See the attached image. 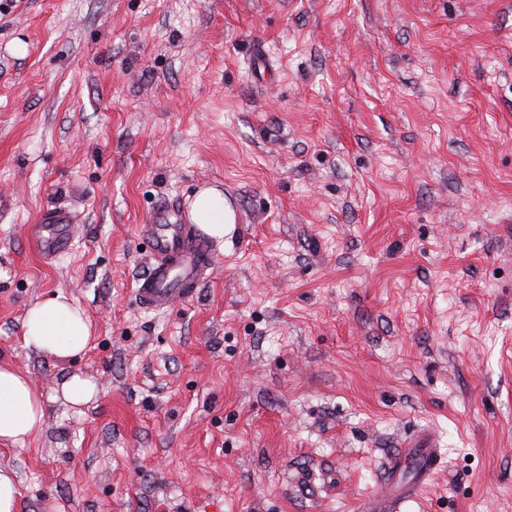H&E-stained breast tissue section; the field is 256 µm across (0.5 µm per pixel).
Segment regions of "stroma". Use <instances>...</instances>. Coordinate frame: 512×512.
Segmentation results:
<instances>
[{
  "instance_id": "obj_1",
  "label": "stroma",
  "mask_w": 512,
  "mask_h": 512,
  "mask_svg": "<svg viewBox=\"0 0 512 512\" xmlns=\"http://www.w3.org/2000/svg\"><path fill=\"white\" fill-rule=\"evenodd\" d=\"M206 186L213 275L142 308ZM59 292L66 361L21 337ZM0 366L99 390L0 447L19 512H357L422 429L403 512H512V0H0ZM190 224L178 202L162 203L148 215L138 233L149 245V268L139 279L137 295L143 307L164 311L192 298L211 274L214 251L194 230L197 224L206 235L219 240L236 223V214L214 186L203 187L191 204ZM46 224H41L36 238L38 251L44 256H53L65 249L69 243L72 217L66 212H59L49 217ZM21 329L24 347L59 361L85 352L91 339L86 311L63 293L32 304Z\"/></svg>"
}]
</instances>
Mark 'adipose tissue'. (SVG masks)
Segmentation results:
<instances>
[{"label":"adipose tissue","mask_w":512,"mask_h":512,"mask_svg":"<svg viewBox=\"0 0 512 512\" xmlns=\"http://www.w3.org/2000/svg\"><path fill=\"white\" fill-rule=\"evenodd\" d=\"M191 216L206 235L223 239L235 224L234 209L220 188L208 186L198 191L191 204ZM24 347L63 361L85 352L91 339V322L85 310L64 294L35 302L25 312L21 324ZM98 395L92 378L71 376L51 398L73 407L89 405ZM19 369L0 367V446L15 448L37 436L43 429L46 400Z\"/></svg>","instance_id":"adipose-tissue-1"}]
</instances>
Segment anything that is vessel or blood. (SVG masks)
<instances>
[{"mask_svg":"<svg viewBox=\"0 0 512 512\" xmlns=\"http://www.w3.org/2000/svg\"><path fill=\"white\" fill-rule=\"evenodd\" d=\"M72 218L59 212L41 225L36 246L45 256L65 249ZM138 233L149 245V268L138 282L137 295L143 307L164 311L192 298L211 274L214 252L200 239L179 203L160 204L148 215ZM439 451L432 440L419 436L412 448L390 462L378 490L359 506V512H401L416 499L439 466Z\"/></svg>","mask_w":512,"mask_h":512,"instance_id":"vessel-or-blood-1","label":"vessel or blood"}]
</instances>
